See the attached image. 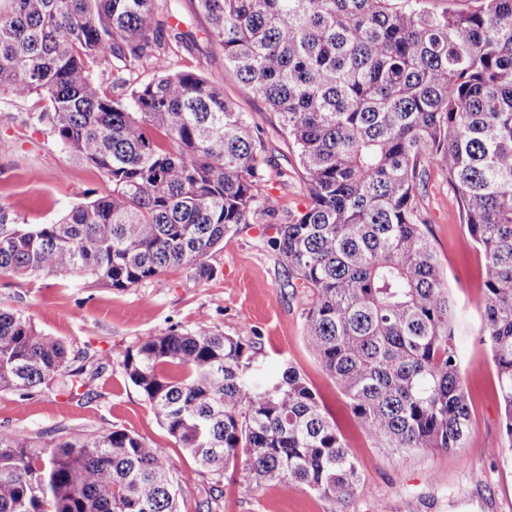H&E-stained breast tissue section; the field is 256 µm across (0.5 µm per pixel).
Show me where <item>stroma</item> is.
Here are the masks:
<instances>
[{
  "label": "stroma",
  "mask_w": 512,
  "mask_h": 512,
  "mask_svg": "<svg viewBox=\"0 0 512 512\" xmlns=\"http://www.w3.org/2000/svg\"><path fill=\"white\" fill-rule=\"evenodd\" d=\"M160 20L185 38L171 44L168 64L220 88L258 132L266 177L250 223L228 234L207 262L210 277L178 268L118 290L87 279L0 274V307L22 313L46 335L63 341L84 385L69 391L39 387L0 390V431H23L44 442L73 440L124 428L163 449L174 475L191 471L190 457L157 422L145 397L126 377L123 360L146 336L192 332L206 324L255 343L253 371L264 376L291 363L333 419L361 472L346 509L292 483L250 482L243 465L223 476L194 474L181 483L179 512H512V444L505 438L497 376L479 335L486 260L462 222L446 174L421 161L426 176L418 211L457 306V346L468 392L472 429L465 448L397 451L367 436L335 380L309 350L304 316L308 288L284 287V268L269 243L271 227L295 221L309 193L275 114L224 68V54L206 35L196 0H160ZM38 96L0 93V204L29 224H50L73 204L107 194L110 183L94 166L55 141L39 114Z\"/></svg>",
  "instance_id": "obj_1"
}]
</instances>
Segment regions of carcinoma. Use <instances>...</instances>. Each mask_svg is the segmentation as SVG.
<instances>
[{
	"label": "carcinoma",
	"instance_id": "1",
	"mask_svg": "<svg viewBox=\"0 0 512 512\" xmlns=\"http://www.w3.org/2000/svg\"><path fill=\"white\" fill-rule=\"evenodd\" d=\"M157 0H0V92L46 102L55 140L110 192L54 224L0 205V273L131 288L210 253L249 223L264 171L251 123L167 65ZM423 0H197L224 67L277 114L310 204L269 240L285 286L310 288L308 347L366 435L454 451L471 431L456 309L416 210L426 157L448 175L485 253L481 336L512 442V0L430 13ZM148 63L127 98L112 85ZM250 345L211 329L144 338L123 365L157 421L221 475L295 483L346 505L356 462L300 372L253 379ZM64 344L0 308V390L83 386ZM166 453L125 429L40 443L0 432V512H177ZM102 68L95 67L93 71V78L95 80L96 85L99 87L100 91H106L107 93L112 92V94L121 93L125 91V94H129L130 90L139 86L146 84L148 82L153 81L158 74V71L154 69L152 66L145 64L143 66H139L133 70L131 76L126 75L127 78L130 79V85L124 89H112V76L109 74L103 75L101 72Z\"/></svg>",
	"mask_w": 512,
	"mask_h": 512
}]
</instances>
